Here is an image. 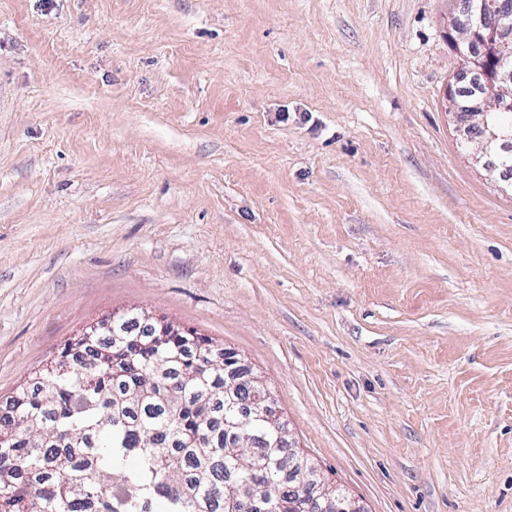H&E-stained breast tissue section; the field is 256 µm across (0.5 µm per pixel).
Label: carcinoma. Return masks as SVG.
Returning a JSON list of instances; mask_svg holds the SVG:
<instances>
[{
  "label": "carcinoma",
  "instance_id": "cac0c4a2",
  "mask_svg": "<svg viewBox=\"0 0 512 512\" xmlns=\"http://www.w3.org/2000/svg\"><path fill=\"white\" fill-rule=\"evenodd\" d=\"M119 317L61 351L0 424V512H318L297 450L224 436L225 348L194 331L146 345ZM207 345L210 351L200 356ZM239 404L260 383L236 372Z\"/></svg>",
  "mask_w": 512,
  "mask_h": 512
}]
</instances>
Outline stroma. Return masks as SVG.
Listing matches in <instances>:
<instances>
[{
  "label": "stroma",
  "mask_w": 512,
  "mask_h": 512,
  "mask_svg": "<svg viewBox=\"0 0 512 512\" xmlns=\"http://www.w3.org/2000/svg\"><path fill=\"white\" fill-rule=\"evenodd\" d=\"M452 0H0V407L132 307L235 350L365 512H512V194Z\"/></svg>",
  "instance_id": "stroma-1"
}]
</instances>
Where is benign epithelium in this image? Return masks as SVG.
Wrapping results in <instances>:
<instances>
[{"instance_id": "benign-epithelium-1", "label": "benign epithelium", "mask_w": 512, "mask_h": 512, "mask_svg": "<svg viewBox=\"0 0 512 512\" xmlns=\"http://www.w3.org/2000/svg\"><path fill=\"white\" fill-rule=\"evenodd\" d=\"M453 12L447 17L446 28L450 46L458 51L463 65L483 73L484 84L479 95L465 101L457 98V89L450 86L446 101L457 122L464 130L474 134L482 149L473 157L475 164L493 173L512 167V126L495 120L497 112H512V7L505 0H489L488 5L476 4L464 30H459ZM148 320L150 335L164 340L179 336L183 329L171 322ZM264 418L276 429V438L269 447L277 448L287 430L278 413L266 403L258 407Z\"/></svg>"}]
</instances>
